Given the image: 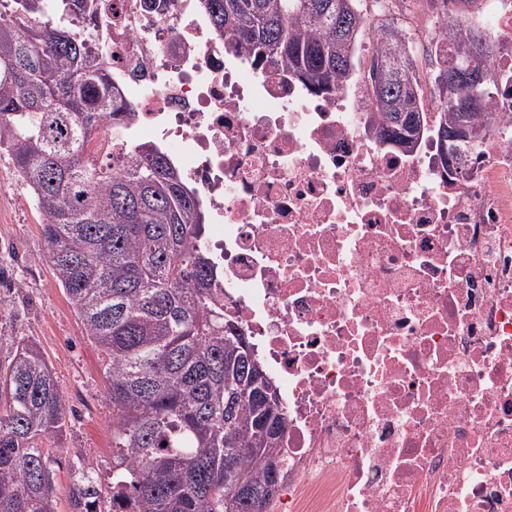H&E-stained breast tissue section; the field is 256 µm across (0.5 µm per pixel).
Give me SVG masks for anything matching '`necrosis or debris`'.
I'll list each match as a JSON object with an SVG mask.
<instances>
[{"label":"necrosis or debris","mask_w":512,"mask_h":512,"mask_svg":"<svg viewBox=\"0 0 512 512\" xmlns=\"http://www.w3.org/2000/svg\"><path fill=\"white\" fill-rule=\"evenodd\" d=\"M132 123L211 213L224 303L286 418L289 512H512V0L413 15L419 57L462 22L498 46L466 169L382 143L371 82L326 97L229 51L203 0H88Z\"/></svg>","instance_id":"obj_1"}]
</instances>
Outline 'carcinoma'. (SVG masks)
Masks as SVG:
<instances>
[{
  "mask_svg": "<svg viewBox=\"0 0 512 512\" xmlns=\"http://www.w3.org/2000/svg\"><path fill=\"white\" fill-rule=\"evenodd\" d=\"M228 49L281 60L307 86L337 94L354 70L363 0H206ZM85 0H0V152L29 188L47 259L102 356L112 402V486L78 448L68 512H271L282 462V404L249 337L224 312V273L205 248L204 205L165 153L136 144L118 161L85 157L105 120L129 113L110 63L90 49ZM435 90L461 67L489 66L484 32L448 28ZM399 28L383 25L370 59L384 143L414 132L424 112L415 60ZM489 86L470 106L439 101L440 156L465 168L482 140ZM68 428L48 357L23 338L0 360V512H60L50 442ZM232 470L224 472V459Z\"/></svg>",
  "mask_w": 512,
  "mask_h": 512,
  "instance_id": "obj_1",
  "label": "carcinoma"
}]
</instances>
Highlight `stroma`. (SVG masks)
Listing matches in <instances>:
<instances>
[{"label": "stroma", "mask_w": 512, "mask_h": 512, "mask_svg": "<svg viewBox=\"0 0 512 512\" xmlns=\"http://www.w3.org/2000/svg\"><path fill=\"white\" fill-rule=\"evenodd\" d=\"M12 257L0 274L21 279L22 293L5 294L0 335L39 345L59 378L72 411L65 447L82 449L102 483L112 480V403L98 350L81 325L44 258L45 240L30 193L8 155L0 153V250Z\"/></svg>", "instance_id": "obj_1"}]
</instances>
